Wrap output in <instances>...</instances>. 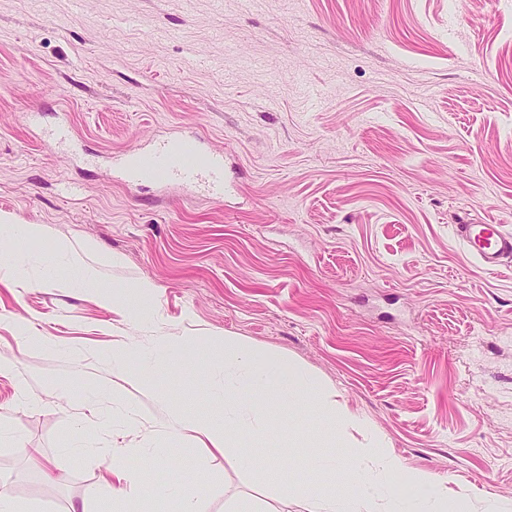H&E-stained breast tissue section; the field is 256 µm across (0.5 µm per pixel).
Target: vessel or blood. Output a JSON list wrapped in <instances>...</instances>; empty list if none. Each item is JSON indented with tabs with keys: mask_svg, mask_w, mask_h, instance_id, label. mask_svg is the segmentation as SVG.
<instances>
[{
	"mask_svg": "<svg viewBox=\"0 0 512 512\" xmlns=\"http://www.w3.org/2000/svg\"><path fill=\"white\" fill-rule=\"evenodd\" d=\"M197 133H181L157 140L143 151L113 158L119 181L141 187L147 184L178 185L188 191L204 190L210 199L223 200L227 190L224 156L203 148ZM457 238L484 269L491 270L512 259V233L498 224H458Z\"/></svg>",
	"mask_w": 512,
	"mask_h": 512,
	"instance_id": "b4317fda",
	"label": "vessel or blood"
}]
</instances>
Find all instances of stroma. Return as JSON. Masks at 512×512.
<instances>
[{
  "mask_svg": "<svg viewBox=\"0 0 512 512\" xmlns=\"http://www.w3.org/2000/svg\"><path fill=\"white\" fill-rule=\"evenodd\" d=\"M62 118L67 151L43 143ZM188 128L224 153V201L113 180ZM468 223L512 233V0H0V226L38 229L25 279L0 266V496L99 512L114 461L146 487L173 460L209 512H299L277 457L340 491L316 461L365 433L312 402L219 451L165 431L216 417L203 369L112 367L126 336H239L330 383L403 470L512 500V260L482 269Z\"/></svg>",
  "mask_w": 512,
  "mask_h": 512,
  "instance_id": "1",
  "label": "stroma"
}]
</instances>
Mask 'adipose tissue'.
Listing matches in <instances>:
<instances>
[{
    "label": "adipose tissue",
    "mask_w": 512,
    "mask_h": 512,
    "mask_svg": "<svg viewBox=\"0 0 512 512\" xmlns=\"http://www.w3.org/2000/svg\"><path fill=\"white\" fill-rule=\"evenodd\" d=\"M175 347L179 348L186 365H197L198 353L191 345L165 336L158 337L147 348L132 341L118 342L112 348V361L122 367L131 355H138L140 373L149 375L162 365ZM205 374L209 380L210 402L224 409L223 427H216L204 417L176 419L168 426L171 438H181L184 430L189 429L198 438L207 440L211 447L222 449L226 446L227 432L247 434L260 430L270 407L296 405L307 399L335 423L355 430L363 426L358 416L337 403L336 392L330 384L316 381L302 368L286 369L280 361L263 360L250 343L240 338L222 340ZM266 470L280 475L288 491L305 496V512H448V494L444 486L424 472L409 473L406 480L414 486L431 487L430 496L416 500L394 497L389 482L398 472L399 463L375 439L356 448L350 464L341 470L344 473L343 492L338 496L320 494L309 485L284 476L280 463H267ZM112 488L119 500H132L145 492L152 497L179 499L182 512H208L199 487L171 477L143 492L125 466L118 462L112 465Z\"/></svg>",
    "instance_id": "ef3b65f1"
}]
</instances>
